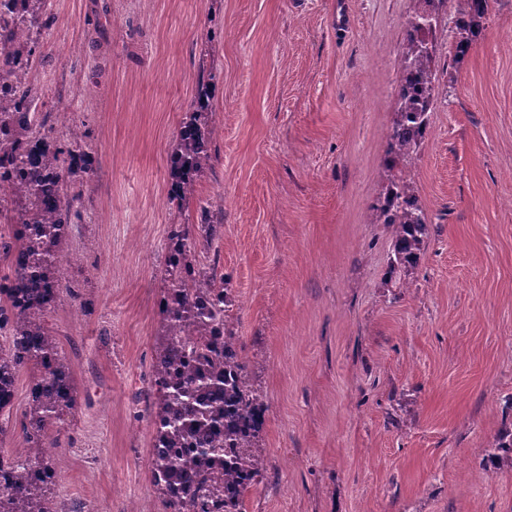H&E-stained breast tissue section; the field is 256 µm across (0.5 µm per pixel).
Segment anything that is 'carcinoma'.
Returning <instances> with one entry per match:
<instances>
[{
    "mask_svg": "<svg viewBox=\"0 0 512 512\" xmlns=\"http://www.w3.org/2000/svg\"><path fill=\"white\" fill-rule=\"evenodd\" d=\"M433 12L407 21L401 55L402 86L397 114L386 132L387 192L379 207L393 228L390 269L416 264L430 219L399 162L417 148L429 128L436 73L434 46L418 37L437 28ZM454 56L464 57L495 0H456ZM53 17L43 0H0V176L10 175L0 193V218L14 224L0 234V259L11 262L0 278V414L11 407L17 374H34L32 401L20 427L0 421V442L15 430L29 448L10 463L8 484H0V512H57L51 489L57 471L48 448L61 447L60 415L75 405L71 367L44 325L45 315L72 293L65 280L60 246L72 225L82 223L83 188L93 174L89 133L75 124L64 134L36 108L33 73L43 61L35 35ZM214 76L199 79L192 108L181 121L171 154L170 201L182 207L196 193L199 175L217 159L212 121ZM219 239L214 213L200 207L194 224H172L167 261L168 288L160 300L164 335L152 368L157 394L152 413V480L165 512H246V498L266 471L255 453L267 406L253 388L247 361L234 332L230 282L216 270L202 271L195 254ZM224 344L214 346L215 327ZM512 463V439L501 436L488 462Z\"/></svg>",
    "mask_w": 512,
    "mask_h": 512,
    "instance_id": "1",
    "label": "carcinoma"
}]
</instances>
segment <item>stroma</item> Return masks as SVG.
Instances as JSON below:
<instances>
[{
  "label": "stroma",
  "instance_id": "stroma-1",
  "mask_svg": "<svg viewBox=\"0 0 512 512\" xmlns=\"http://www.w3.org/2000/svg\"><path fill=\"white\" fill-rule=\"evenodd\" d=\"M106 7L99 50L86 17ZM422 0H47L40 111L98 150L86 223L61 246L74 296L46 321L77 403L55 449L58 512H163L149 372L171 225L221 204L200 254L236 295V334L268 407L248 512H512V0L439 77L406 173L431 225L389 272L385 134L406 22ZM217 158L184 208L169 160L201 70Z\"/></svg>",
  "mask_w": 512,
  "mask_h": 512
}]
</instances>
